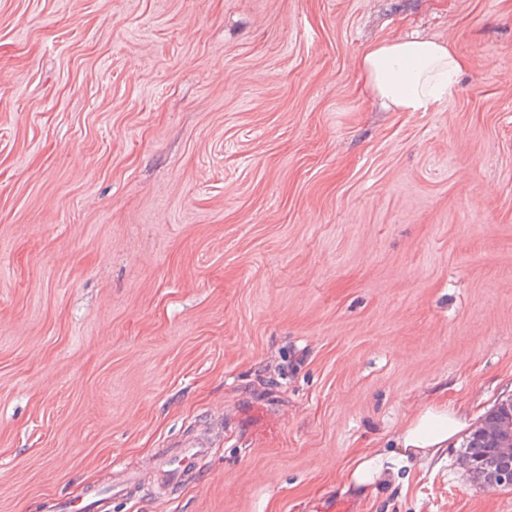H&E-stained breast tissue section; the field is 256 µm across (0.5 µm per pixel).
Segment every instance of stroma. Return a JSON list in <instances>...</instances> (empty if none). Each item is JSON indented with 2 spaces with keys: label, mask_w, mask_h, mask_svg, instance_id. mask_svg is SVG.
I'll list each match as a JSON object with an SVG mask.
<instances>
[{
  "label": "stroma",
  "mask_w": 512,
  "mask_h": 512,
  "mask_svg": "<svg viewBox=\"0 0 512 512\" xmlns=\"http://www.w3.org/2000/svg\"><path fill=\"white\" fill-rule=\"evenodd\" d=\"M397 36L467 68L364 91ZM512 394V0H0V512L191 434L112 512H512L463 436L360 496L355 449ZM466 59L446 41L394 37L367 46L357 66L370 95L392 112H425L446 98ZM211 450L210 442L199 435L189 436L173 448H162L160 461L154 466L156 489L164 494L171 492L186 477L198 470V463Z\"/></svg>",
  "instance_id": "obj_1"
}]
</instances>
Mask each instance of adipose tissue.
I'll list each match as a JSON object with an SVG mask.
<instances>
[{
  "label": "adipose tissue",
  "instance_id": "1",
  "mask_svg": "<svg viewBox=\"0 0 512 512\" xmlns=\"http://www.w3.org/2000/svg\"><path fill=\"white\" fill-rule=\"evenodd\" d=\"M357 66L370 95L393 112H425L447 97L466 60L446 41L394 37L367 46ZM462 410L434 401L402 429L396 452L358 453L346 468V486L368 490L383 482L391 466L432 458L465 426Z\"/></svg>",
  "mask_w": 512,
  "mask_h": 512
}]
</instances>
